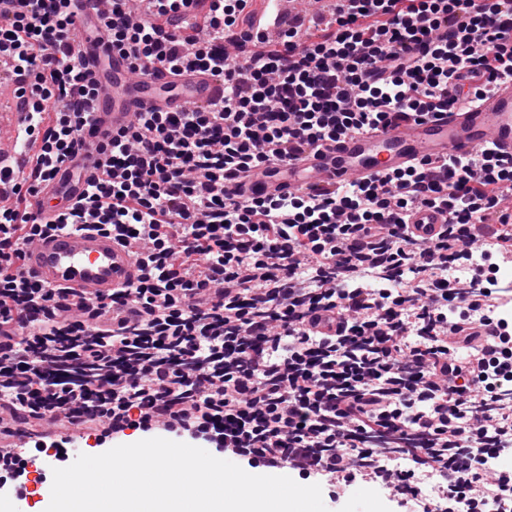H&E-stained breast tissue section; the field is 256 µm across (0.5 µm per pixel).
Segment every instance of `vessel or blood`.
<instances>
[{"instance_id": "vessel-or-blood-1", "label": "vessel or blood", "mask_w": 512, "mask_h": 512, "mask_svg": "<svg viewBox=\"0 0 512 512\" xmlns=\"http://www.w3.org/2000/svg\"><path fill=\"white\" fill-rule=\"evenodd\" d=\"M99 0H71L82 67L99 89L93 102V122L83 134L84 145L71 160L42 184L31 211L40 222H49L53 196L80 198L88 179L100 163L96 145L133 123L140 113L179 112L186 106L204 107L223 95L222 79L208 73L186 72L175 76L152 66L140 79H132L133 60L100 39ZM512 157V79L501 81L494 92L475 103H458L433 118L411 117L398 124L350 133L302 155L289 165L276 164L240 182L246 198L335 189L345 181L383 176L420 160L470 156L483 149ZM28 154L18 142L0 146V166L23 169ZM447 211L423 207L414 210L409 229L428 240L441 233ZM25 266L43 284L71 289L87 299L110 297L138 276L133 248L111 235L94 230L52 233L26 252Z\"/></svg>"}]
</instances>
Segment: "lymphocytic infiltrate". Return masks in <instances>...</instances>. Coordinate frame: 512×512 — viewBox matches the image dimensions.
Listing matches in <instances>:
<instances>
[{"label":"lymphocytic infiltrate","mask_w":512,"mask_h":512,"mask_svg":"<svg viewBox=\"0 0 512 512\" xmlns=\"http://www.w3.org/2000/svg\"><path fill=\"white\" fill-rule=\"evenodd\" d=\"M69 0H0V59L29 88L20 131L40 151L0 171V458L27 480L26 444L60 448L155 429L204 439L250 467L322 480L330 497L393 486L401 512H512V487L475 456L512 453V326L484 265L445 289L465 249L512 258V159L422 161L334 191L241 199L227 184L349 133L429 117L512 78V0H336L320 41L224 49L249 0H104L103 31L137 65L212 72L207 109L144 112L102 143L103 170L49 224L30 197L82 146L95 87ZM448 212L436 238L414 209ZM139 244L137 279L72 302L25 276L57 231ZM335 311V335L303 327ZM402 457L411 466L390 472Z\"/></svg>","instance_id":"obj_1"}]
</instances>
